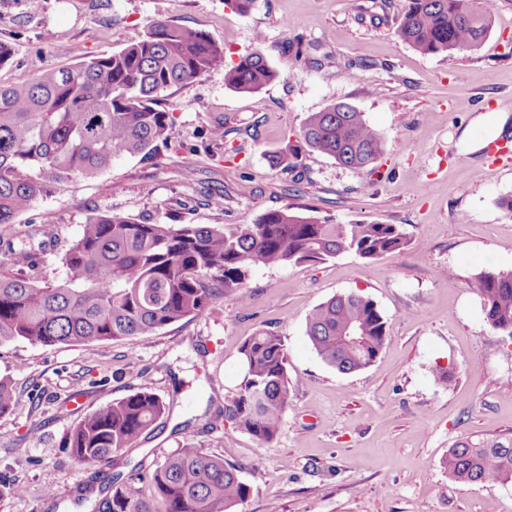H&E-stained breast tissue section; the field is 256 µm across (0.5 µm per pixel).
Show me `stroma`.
Masks as SVG:
<instances>
[{
  "label": "stroma",
  "instance_id": "35a3bbf8",
  "mask_svg": "<svg viewBox=\"0 0 512 512\" xmlns=\"http://www.w3.org/2000/svg\"><path fill=\"white\" fill-rule=\"evenodd\" d=\"M406 0H0V41L12 44L0 86L40 67L111 55L152 22L197 28L224 48V65L161 96L171 147L159 163L115 159L92 178L37 198L0 239L37 236L52 218L56 245L44 281L94 213L157 224H253L266 211L310 205L339 224H397L406 250L366 262L261 268L241 297L154 336L43 347L0 344V379L15 406L0 417V512H92L103 475L150 466L187 444L241 468L252 494L242 512H512V485H462L443 461L463 439L512 441V338L491 329L468 286L481 269L512 270V169L475 175L476 146L496 116H512V0H477L491 17L473 50L423 55L395 33ZM262 48L277 77L259 93L226 85L224 71ZM362 112L382 137L374 171L303 152V179L270 157L297 139L308 113L334 103ZM224 124L228 136L209 131ZM220 193L223 207L208 196ZM345 292L372 298L389 341L365 370L325 365L305 334L317 304ZM282 336L294 387L279 436L266 445L218 418L242 380L240 347L259 330ZM448 381H440V374ZM146 389L173 411L116 464L72 459L73 425Z\"/></svg>",
  "mask_w": 512,
  "mask_h": 512
}]
</instances>
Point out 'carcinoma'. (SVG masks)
<instances>
[{"instance_id": "cac0c4a2", "label": "carcinoma", "mask_w": 512, "mask_h": 512, "mask_svg": "<svg viewBox=\"0 0 512 512\" xmlns=\"http://www.w3.org/2000/svg\"><path fill=\"white\" fill-rule=\"evenodd\" d=\"M490 28L475 0H408L396 32L423 55L463 53ZM224 65V49L201 30L154 22L143 39L107 57L45 67L31 83L0 87V224H12L42 195L91 177L112 160H156L169 146L170 113L161 94ZM277 77L260 48L227 71V84L257 93ZM304 151L351 170L373 165L382 138L363 114L335 103L304 118L298 140L270 156L292 172ZM53 233L0 240V343L26 340L46 347L155 336L197 316L218 299L240 296L250 273L326 261L351 253L364 261L401 252L410 240L397 224H336L292 206L268 211L254 224H152L92 214L66 250V276L41 280L39 258ZM485 322L512 337V271L480 270L469 278ZM305 333L317 356L340 374L371 366L389 338L377 304L356 293L336 294L307 315ZM244 369L224 403V420L261 443L279 435L292 377L282 336L262 330L240 349ZM168 413L148 390L115 399L85 416L63 446L85 463H111ZM448 477L461 484H512V441H459L448 450ZM112 493L94 512H238L252 494L238 467L202 448H178L153 467L112 474Z\"/></svg>"}]
</instances>
